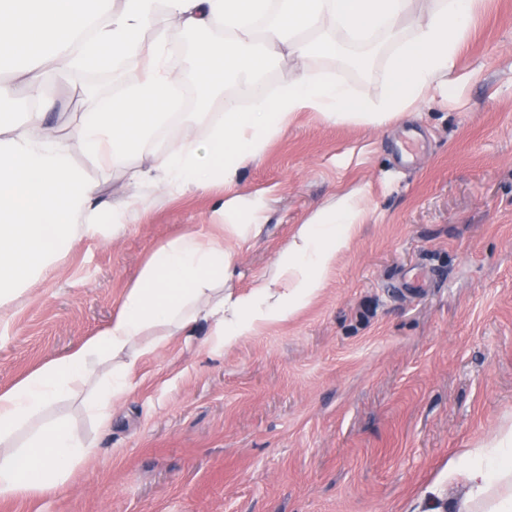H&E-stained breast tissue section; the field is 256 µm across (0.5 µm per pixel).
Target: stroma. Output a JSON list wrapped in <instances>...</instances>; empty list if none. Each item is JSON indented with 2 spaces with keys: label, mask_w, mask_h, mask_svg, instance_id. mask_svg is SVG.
Here are the masks:
<instances>
[{
  "label": "stroma",
  "mask_w": 512,
  "mask_h": 512,
  "mask_svg": "<svg viewBox=\"0 0 512 512\" xmlns=\"http://www.w3.org/2000/svg\"><path fill=\"white\" fill-rule=\"evenodd\" d=\"M303 66L365 103L388 93L384 47L365 68L283 58L265 94ZM455 75L448 101L385 128L297 113L238 186L156 194L141 223L78 241L59 275L9 304L0 391L102 329L151 254L207 223L216 198L242 197L230 224L263 205L259 235L224 240L236 293L318 208L359 189L369 211L306 308L225 350L202 327L143 354L106 429L85 404L112 364L93 360L86 385L43 417L94 457L55 491L0 498V512H424L448 491L449 461L512 422V0H480ZM46 94L68 132L85 110L76 83ZM212 105L180 104L147 152L204 139L194 114Z\"/></svg>",
  "instance_id": "obj_1"
}]
</instances>
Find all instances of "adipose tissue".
<instances>
[{
	"label": "adipose tissue",
	"mask_w": 512,
	"mask_h": 512,
	"mask_svg": "<svg viewBox=\"0 0 512 512\" xmlns=\"http://www.w3.org/2000/svg\"><path fill=\"white\" fill-rule=\"evenodd\" d=\"M80 2L0 0V49L32 61L17 72V82L27 88L25 109L17 107L15 82L0 81V307L54 276L79 239L119 236L150 205L138 194L102 203L100 186L73 165V152L94 157L103 169L124 170L131 184L170 193L204 190L219 181L236 184L240 169L298 112L386 127L420 99L447 98L479 0H430L423 11L418 0H91L92 22ZM162 16L173 17L194 37L192 75L200 89L217 96L220 77H232L250 91L252 106L242 112L229 100L222 117L196 113L207 130L204 140L177 141L131 169V153L170 119L175 63L168 34L156 25ZM149 29L154 36L148 40ZM379 38L392 52L389 91L379 102L355 100L328 75L299 73L273 98L257 82L276 49L304 56L315 47H369ZM141 56L150 65L135 82L113 97L87 92L79 122L68 136H58L45 105L46 74L116 67ZM225 214L224 202L216 201L209 223L154 252L102 330L0 391V498L58 488L93 456L91 445L53 418L43 420L22 448L5 446L29 419L86 384L92 358L114 361L111 378L89 403L105 427L113 405L129 392L144 350H159L200 321L210 325L215 343L229 347L289 320L317 296L368 219L357 191L317 209L297 227L271 272L236 295L224 289L234 274L224 239L259 234L262 226L228 224ZM153 327L162 328V335L141 346ZM448 480L458 485V494L434 493L426 512H512V428L491 447L471 448L452 460Z\"/></svg>",
	"instance_id": "obj_1"
}]
</instances>
